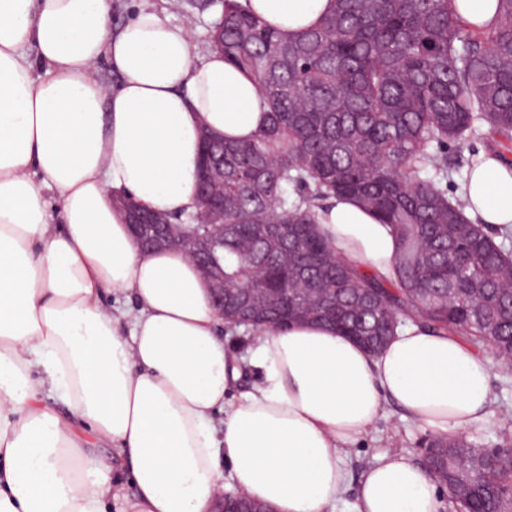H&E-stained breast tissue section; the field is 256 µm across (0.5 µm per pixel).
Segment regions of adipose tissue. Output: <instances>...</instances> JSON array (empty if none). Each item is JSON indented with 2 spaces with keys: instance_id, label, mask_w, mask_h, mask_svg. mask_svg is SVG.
I'll use <instances>...</instances> for the list:
<instances>
[{
  "instance_id": "obj_1",
  "label": "adipose tissue",
  "mask_w": 512,
  "mask_h": 512,
  "mask_svg": "<svg viewBox=\"0 0 512 512\" xmlns=\"http://www.w3.org/2000/svg\"><path fill=\"white\" fill-rule=\"evenodd\" d=\"M296 36L334 0H239ZM112 0H0V512H108L109 445L129 473L122 512H212L230 475L276 512H328L348 486L343 453L393 399L421 428L480 424L494 363L415 323L376 354L310 323L250 338L261 381L233 403L243 365L195 264L141 251L124 197L147 211L198 209L200 131L243 141L264 124L254 80L150 9L112 28ZM107 62L121 80L96 75ZM467 215L512 229V162L484 153ZM333 252L394 275L390 225L349 197L319 213ZM125 293L131 309L107 306ZM223 413L215 425V413ZM423 465L368 469L354 512H440ZM88 449L90 454L99 459L107 461H111L112 459V476L120 482L118 486H121L124 489V493L130 496L133 492V486L130 482V477L124 470L116 466V459L112 453V448H109L108 445L95 444Z\"/></svg>"
}]
</instances>
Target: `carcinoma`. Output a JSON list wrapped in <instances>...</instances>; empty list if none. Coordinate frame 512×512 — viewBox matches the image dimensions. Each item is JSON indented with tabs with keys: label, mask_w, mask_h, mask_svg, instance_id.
<instances>
[{
	"label": "carcinoma",
	"mask_w": 512,
	"mask_h": 512,
	"mask_svg": "<svg viewBox=\"0 0 512 512\" xmlns=\"http://www.w3.org/2000/svg\"><path fill=\"white\" fill-rule=\"evenodd\" d=\"M452 0H336L319 28L290 39L239 5H224L210 48L250 73L267 106L254 139L224 148V223L214 249L229 296L270 290L275 302L255 327L287 323L288 297L325 288L332 325L369 352L407 322L465 339L512 368V251L465 215L463 195L438 178L448 146L479 135L512 143V0H498L496 26L466 28ZM357 199L397 237L395 278L333 254L318 210ZM199 211L174 230L212 221ZM292 224L288 240L268 234ZM434 479L461 512H512V458L466 437H429Z\"/></svg>",
	"instance_id": "cac0c4a2"
}]
</instances>
